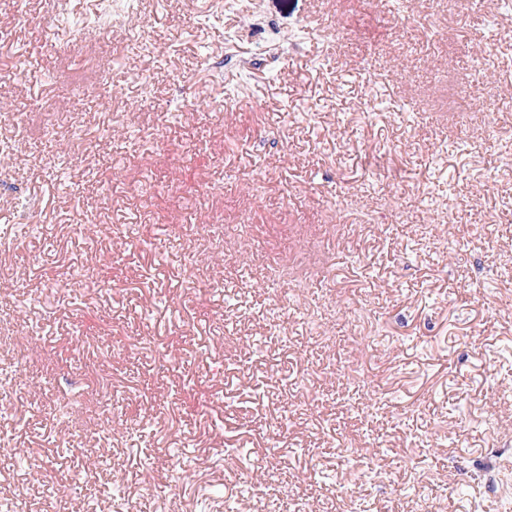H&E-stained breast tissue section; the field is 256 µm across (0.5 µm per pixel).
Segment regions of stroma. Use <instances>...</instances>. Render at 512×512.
<instances>
[{
	"instance_id": "stroma-1",
	"label": "stroma",
	"mask_w": 512,
	"mask_h": 512,
	"mask_svg": "<svg viewBox=\"0 0 512 512\" xmlns=\"http://www.w3.org/2000/svg\"><path fill=\"white\" fill-rule=\"evenodd\" d=\"M112 2L63 0L52 25L49 0H0V138L43 100L57 127L0 189V227H40L0 253V357L21 359L0 392L17 411L0 500L506 512L512 477L491 492L479 476L512 470V16L128 0L116 24ZM252 12L305 40L268 63L239 24ZM72 19L89 53H68ZM483 53L496 94L461 126ZM93 70L111 99L77 91ZM275 261L303 291L271 281ZM29 327L28 357L11 335Z\"/></svg>"
}]
</instances>
